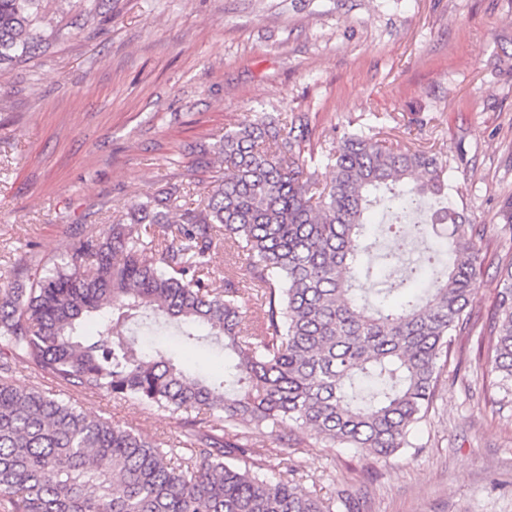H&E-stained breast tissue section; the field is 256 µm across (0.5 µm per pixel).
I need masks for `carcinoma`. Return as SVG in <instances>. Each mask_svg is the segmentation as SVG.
I'll return each mask as SVG.
<instances>
[{
	"label": "carcinoma",
	"mask_w": 512,
	"mask_h": 512,
	"mask_svg": "<svg viewBox=\"0 0 512 512\" xmlns=\"http://www.w3.org/2000/svg\"><path fill=\"white\" fill-rule=\"evenodd\" d=\"M97 28L112 0H66ZM51 0H0V66L51 53L62 30ZM303 115L224 131L200 151L213 186L194 206L166 184L110 224H77L61 262L30 248L0 288V508L3 512H333L295 480L273 479L264 429L292 423L326 446L387 458L410 447L433 402L441 357L466 327L481 265L477 228L443 204L434 154L345 132L319 179ZM309 156H304V153ZM382 206L418 250L374 261L368 213ZM244 278L213 287L218 243ZM380 278L373 299L361 278ZM489 324L486 358L512 382V261ZM261 316L246 318L243 285ZM232 356L218 378L183 369L145 338L195 328ZM20 366L84 395L172 414L173 439L85 414L18 388Z\"/></svg>",
	"instance_id": "1"
}]
</instances>
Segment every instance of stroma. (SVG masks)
Listing matches in <instances>:
<instances>
[{
	"label": "stroma",
	"instance_id": "obj_1",
	"mask_svg": "<svg viewBox=\"0 0 512 512\" xmlns=\"http://www.w3.org/2000/svg\"><path fill=\"white\" fill-rule=\"evenodd\" d=\"M305 115L311 146L345 131L435 153L448 202L477 225L470 323L411 447L376 460L308 438L304 490L357 512H512V384L478 343L512 260V0H112L98 31L0 72V283L26 243L64 257L73 224H107L165 183L195 200L194 154L266 114ZM85 413L175 438L167 413L81 396Z\"/></svg>",
	"mask_w": 512,
	"mask_h": 512
}]
</instances>
